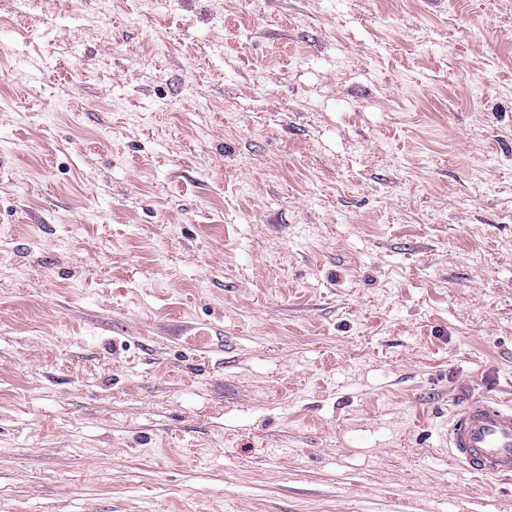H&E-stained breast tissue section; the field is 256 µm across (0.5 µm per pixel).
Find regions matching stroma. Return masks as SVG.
<instances>
[{"mask_svg":"<svg viewBox=\"0 0 512 512\" xmlns=\"http://www.w3.org/2000/svg\"><path fill=\"white\" fill-rule=\"evenodd\" d=\"M512 0H0V512H512ZM448 420V451L466 471L487 478H512V405L460 394Z\"/></svg>","mask_w":512,"mask_h":512,"instance_id":"1","label":"stroma"}]
</instances>
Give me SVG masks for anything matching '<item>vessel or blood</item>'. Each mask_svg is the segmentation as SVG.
Returning a JSON list of instances; mask_svg holds the SVG:
<instances>
[{
    "label": "vessel or blood",
    "mask_w": 512,
    "mask_h": 512,
    "mask_svg": "<svg viewBox=\"0 0 512 512\" xmlns=\"http://www.w3.org/2000/svg\"><path fill=\"white\" fill-rule=\"evenodd\" d=\"M448 451L469 473L512 478V405L462 395L448 421Z\"/></svg>",
    "instance_id": "obj_1"
}]
</instances>
